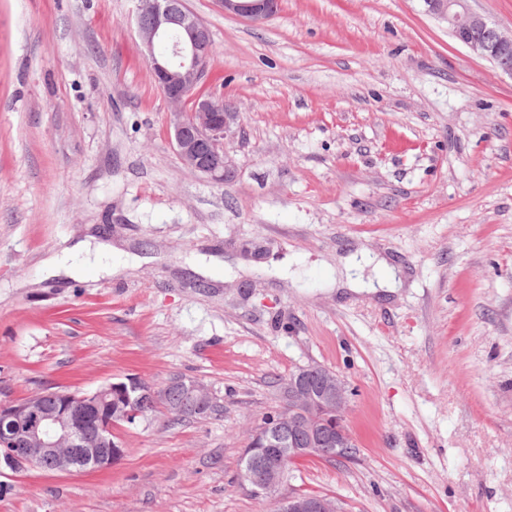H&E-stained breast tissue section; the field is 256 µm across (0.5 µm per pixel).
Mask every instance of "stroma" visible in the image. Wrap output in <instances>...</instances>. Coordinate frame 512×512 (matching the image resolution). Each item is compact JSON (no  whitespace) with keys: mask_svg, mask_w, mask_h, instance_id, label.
<instances>
[{"mask_svg":"<svg viewBox=\"0 0 512 512\" xmlns=\"http://www.w3.org/2000/svg\"><path fill=\"white\" fill-rule=\"evenodd\" d=\"M209 29L234 175L186 167L135 0H0V400L185 375L202 419L117 429L97 472L0 471V512H261L250 429L297 368L353 392L346 512H512V76L423 0H280ZM120 273L49 275L78 241Z\"/></svg>","mask_w":512,"mask_h":512,"instance_id":"35a3bbf8","label":"stroma"}]
</instances>
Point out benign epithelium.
<instances>
[{
    "label": "benign epithelium",
    "mask_w": 512,
    "mask_h": 512,
    "mask_svg": "<svg viewBox=\"0 0 512 512\" xmlns=\"http://www.w3.org/2000/svg\"><path fill=\"white\" fill-rule=\"evenodd\" d=\"M226 14L263 22L278 11L279 0H214ZM426 10L448 25L450 34L501 71L512 76V33L508 34L471 11L469 0H423ZM136 23L143 55L155 84L172 107L169 135L184 165L208 180L224 181L235 169L224 144L236 133L238 113L197 92L206 76L211 52L208 28L186 9L184 0H137ZM179 388L184 400L207 411L216 405L212 390L195 378L176 376L162 386L134 379L109 382L93 391L46 390L30 397L0 402V469L28 467L47 472L103 470L123 455L113 437L114 418L136 422L140 397L167 396ZM282 407L320 404L336 418V453L344 451L350 433L345 426L351 389L332 368L321 367L318 393L296 380L280 386ZM318 452L287 448L280 454L251 458L247 479L267 494L275 492L288 471V461ZM282 512H341L331 498L294 494L281 501Z\"/></svg>",
    "instance_id": "7a95c632"
}]
</instances>
